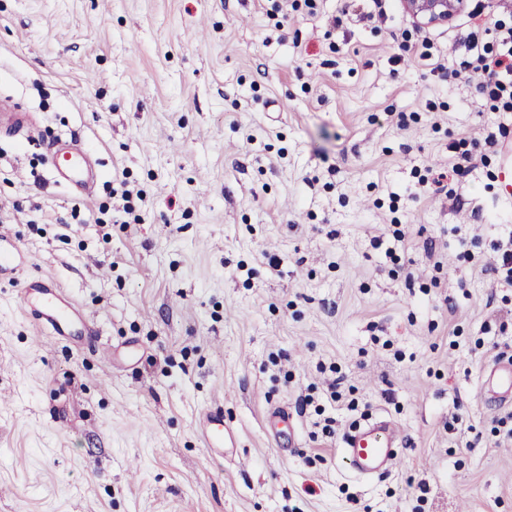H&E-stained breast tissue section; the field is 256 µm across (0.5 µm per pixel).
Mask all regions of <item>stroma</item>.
I'll return each mask as SVG.
<instances>
[{"mask_svg": "<svg viewBox=\"0 0 512 512\" xmlns=\"http://www.w3.org/2000/svg\"><path fill=\"white\" fill-rule=\"evenodd\" d=\"M269 8L0 0V100L32 118L0 126V237L20 256L0 272V512H512V441L490 433L507 409L481 396L512 311L456 260L512 235V121L452 174L449 143L499 114L474 85L393 61L427 37L452 66L477 21L512 15L419 29L400 0L380 16L318 0L281 26ZM70 140L97 161L86 195L49 172ZM123 180L142 223L110 194ZM389 224L409 228L402 270L373 244ZM38 276L137 358L36 340L20 290ZM333 363L399 431L380 475L342 458L354 413L323 439L299 404ZM215 406L220 455L200 425ZM279 406L292 427L275 438Z\"/></svg>", "mask_w": 512, "mask_h": 512, "instance_id": "1", "label": "stroma"}]
</instances>
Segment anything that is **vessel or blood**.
<instances>
[{"label":"vessel or blood","mask_w":512,"mask_h":512,"mask_svg":"<svg viewBox=\"0 0 512 512\" xmlns=\"http://www.w3.org/2000/svg\"><path fill=\"white\" fill-rule=\"evenodd\" d=\"M49 163L56 178L72 186L84 185L87 166L84 150L77 148L55 152ZM21 299L24 310L56 340L77 336L92 339L97 335L91 320L52 279L26 283ZM485 381L501 387L503 401L512 404V361L500 362L486 375ZM202 428L208 447H223L224 414L221 409L206 412L202 418ZM396 436V428L388 421L371 423L347 437L343 455L357 475L375 476L392 466L396 457L393 445Z\"/></svg>","instance_id":"b4317fda"}]
</instances>
